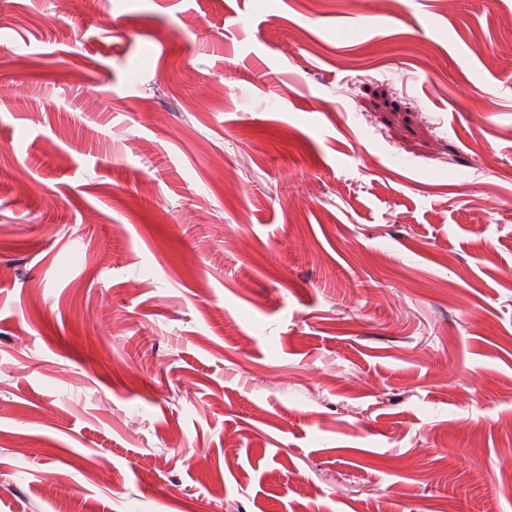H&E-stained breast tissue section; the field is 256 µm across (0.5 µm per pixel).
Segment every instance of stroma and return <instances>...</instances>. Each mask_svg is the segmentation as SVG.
<instances>
[{
	"instance_id": "1",
	"label": "stroma",
	"mask_w": 512,
	"mask_h": 512,
	"mask_svg": "<svg viewBox=\"0 0 512 512\" xmlns=\"http://www.w3.org/2000/svg\"><path fill=\"white\" fill-rule=\"evenodd\" d=\"M397 2L0 0V512H512V0Z\"/></svg>"
}]
</instances>
